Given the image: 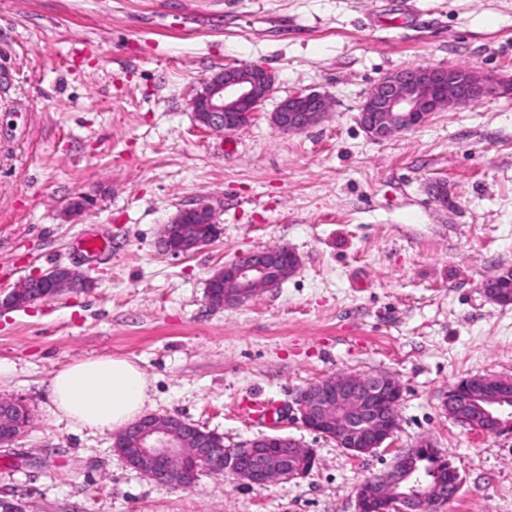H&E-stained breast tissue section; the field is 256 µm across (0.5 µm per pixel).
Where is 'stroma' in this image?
I'll return each mask as SVG.
<instances>
[{"mask_svg":"<svg viewBox=\"0 0 512 512\" xmlns=\"http://www.w3.org/2000/svg\"><path fill=\"white\" fill-rule=\"evenodd\" d=\"M234 65L272 72L249 125L197 123L194 88ZM470 66L512 81V0H0V294L55 266L92 286L0 309V398L30 420L0 447V501L17 512H357L369 477L426 439L462 486L445 512H512V435L449 417L448 389L512 378V305L481 285L512 268V93L376 141L359 106L383 76ZM316 91L332 108L283 133L269 116ZM96 204L73 219L76 196ZM209 203L220 232L186 255L161 228ZM86 234L110 248L93 258ZM288 246L296 272L237 308L205 296L212 270ZM133 361L147 413L235 448L264 435L315 455L304 477L249 485L200 473L158 486L114 448L115 430L57 417L50 378L74 362ZM336 374L402 387L399 428L362 456L312 433L294 399ZM270 398L268 426L243 403Z\"/></svg>","mask_w":512,"mask_h":512,"instance_id":"35a3bbf8","label":"stroma"}]
</instances>
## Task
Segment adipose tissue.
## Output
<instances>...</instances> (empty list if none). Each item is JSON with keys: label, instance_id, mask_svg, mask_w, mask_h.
Segmentation results:
<instances>
[{"label": "adipose tissue", "instance_id": "1", "mask_svg": "<svg viewBox=\"0 0 512 512\" xmlns=\"http://www.w3.org/2000/svg\"><path fill=\"white\" fill-rule=\"evenodd\" d=\"M50 396L60 417L86 428L115 429L141 414L149 399V384L135 363L100 357L54 373Z\"/></svg>", "mask_w": 512, "mask_h": 512}]
</instances>
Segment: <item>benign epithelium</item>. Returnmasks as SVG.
<instances>
[{
  "label": "benign epithelium",
  "instance_id": "7a95c632",
  "mask_svg": "<svg viewBox=\"0 0 512 512\" xmlns=\"http://www.w3.org/2000/svg\"><path fill=\"white\" fill-rule=\"evenodd\" d=\"M273 86L274 76L263 67L228 66L194 89L190 105L201 126L233 132L251 121ZM510 89L504 81L474 69H403L385 75L368 92L360 104V123L370 138L383 140L421 125L434 112L452 111ZM330 108L327 96L298 92L283 100L270 120L282 132H299L320 123ZM218 233L214 210L198 203L178 211L163 226L161 238L166 251L179 256L210 244ZM298 264L296 253L287 247L252 252L213 270L206 280V298L218 308L242 306L263 290L279 286ZM86 287L88 281L78 271L57 267L22 279L0 301V308L29 306ZM482 291L493 303H512L496 288L492 276L484 281ZM401 392L400 383L388 375L339 374L301 390L295 404L306 429L359 456L373 453L398 430ZM448 416L486 434H512V379L475 375L461 380L448 393ZM28 421L22 401L1 398L0 446L18 438ZM220 438L214 431L169 415H147L117 435L126 449V462L165 488H188L202 472L217 476L229 472L253 485L294 480L315 462L313 453L294 438L264 436L236 448L224 447ZM287 447L290 451L282 452ZM423 454L438 457L447 475L437 473L427 479L415 474L414 461ZM460 488L456 469L424 440L399 454L389 470L364 483L357 494V512H444Z\"/></svg>",
  "mask_w": 512,
  "mask_h": 512
}]
</instances>
